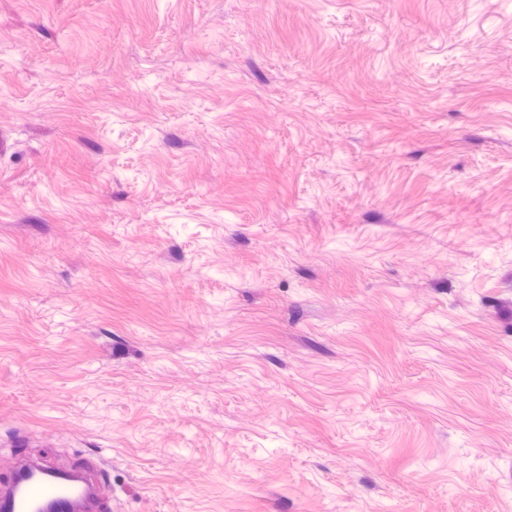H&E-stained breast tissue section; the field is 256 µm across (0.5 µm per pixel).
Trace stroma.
<instances>
[{
	"label": "stroma",
	"instance_id": "1",
	"mask_svg": "<svg viewBox=\"0 0 512 512\" xmlns=\"http://www.w3.org/2000/svg\"><path fill=\"white\" fill-rule=\"evenodd\" d=\"M0 467L107 512H512V0H0ZM30 468H40L42 473L22 486H17L19 475ZM58 471L53 462L48 459H15L13 467L5 472V478L0 480V499L10 498L13 512H36L39 504L45 500L56 502L60 512H67L77 491H82L84 511L102 510L104 496L99 485L84 478L82 468L75 469L73 476L79 480L73 484L58 479Z\"/></svg>",
	"mask_w": 512,
	"mask_h": 512
}]
</instances>
